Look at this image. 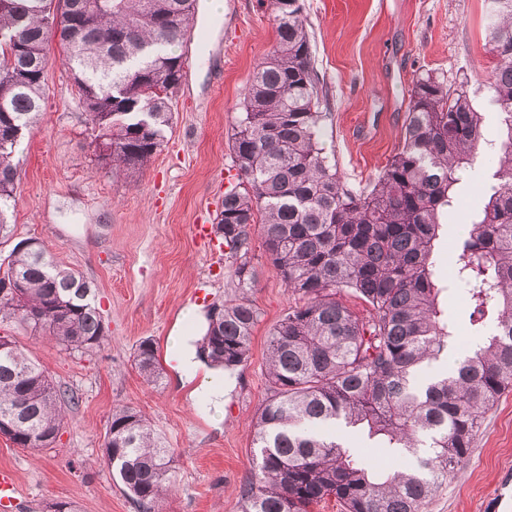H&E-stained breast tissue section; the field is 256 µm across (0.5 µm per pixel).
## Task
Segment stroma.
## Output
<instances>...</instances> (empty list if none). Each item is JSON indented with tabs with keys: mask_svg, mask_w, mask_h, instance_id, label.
Listing matches in <instances>:
<instances>
[{
	"mask_svg": "<svg viewBox=\"0 0 512 512\" xmlns=\"http://www.w3.org/2000/svg\"><path fill=\"white\" fill-rule=\"evenodd\" d=\"M315 67L327 117L321 144L354 189L372 184L403 144L413 80L430 73L449 86L466 84L484 114L485 150L477 179L447 220L446 240L460 235L481 203L496 168L501 120L488 101L496 58L486 39V0H304ZM193 43L171 101L172 120L151 162L134 172L97 159L92 131L72 82L50 41L45 106L16 156L18 201L12 234L0 244L34 238L60 265L81 272L95 289L106 337L91 352H67L41 332L0 324L31 350L59 386L75 391L76 407L53 447L40 451L0 435V468L10 469L30 512L55 501L79 512H136L111 472L99 464L113 407L141 410L174 452L177 489L156 512H241L239 489L249 477L251 424L267 398L266 340L295 303L273 272L261 239L249 254L254 287L238 288L228 249L196 240L193 227L213 223L225 192L238 183L230 138L245 89L276 42L270 0H224L210 14L196 0ZM209 289L192 304L193 289ZM247 297L259 312L248 362L229 372L223 408L186 381L169 336L183 312L196 308L192 345H199L214 304ZM153 339L164 368L146 383L132 361L136 345ZM512 471V391L488 413L468 464L442 484L423 512H485L504 471Z\"/></svg>",
	"mask_w": 512,
	"mask_h": 512,
	"instance_id": "obj_1",
	"label": "stroma"
}]
</instances>
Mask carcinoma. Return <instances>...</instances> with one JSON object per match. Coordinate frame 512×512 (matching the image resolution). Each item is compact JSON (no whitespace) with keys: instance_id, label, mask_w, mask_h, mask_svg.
I'll return each mask as SVG.
<instances>
[{"instance_id":"obj_1","label":"carcinoma","mask_w":512,"mask_h":512,"mask_svg":"<svg viewBox=\"0 0 512 512\" xmlns=\"http://www.w3.org/2000/svg\"><path fill=\"white\" fill-rule=\"evenodd\" d=\"M276 43L252 75L231 137L243 190L224 194L215 231L242 288L259 233L270 265L299 304L270 330L269 396L252 423L256 448L240 487L242 512H310L327 497L343 512H423L433 492L469 461L487 413L512 388V0H487L489 102L501 118L497 183L454 245L448 278L435 270L442 219L458 203L483 146V113L467 88L426 73L409 95L403 145L370 187L355 191L321 147L323 113L301 0H271ZM195 0H0V238L17 202L16 152L43 112L47 46L58 39L96 132L98 160L134 172L162 147L183 72ZM0 322L44 330L66 350L91 352L106 328L85 278L42 244L15 246L0 262ZM464 289L473 338L452 368L417 383L458 342L439 296ZM369 307L354 315L336 295ZM258 312L245 298L214 305L199 351L234 370L250 357ZM142 378L163 368L152 339L134 356ZM36 357L0 336V435L51 448L77 405ZM356 428L417 465L365 463L336 439ZM173 451L148 418L112 409L100 463L139 512L176 484Z\"/></svg>"}]
</instances>
